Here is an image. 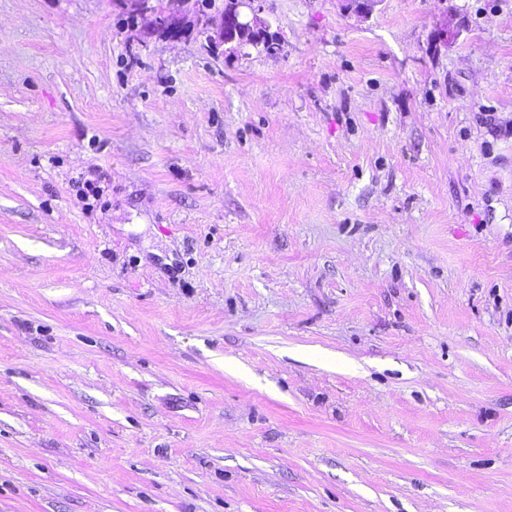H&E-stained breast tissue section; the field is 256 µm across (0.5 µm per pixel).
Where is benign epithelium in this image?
<instances>
[{"instance_id": "obj_1", "label": "benign epithelium", "mask_w": 512, "mask_h": 512, "mask_svg": "<svg viewBox=\"0 0 512 512\" xmlns=\"http://www.w3.org/2000/svg\"><path fill=\"white\" fill-rule=\"evenodd\" d=\"M261 0H227L224 10L216 16L197 19V25L235 51L244 45H261L275 56L281 49L279 39L270 33V24L259 16Z\"/></svg>"}]
</instances>
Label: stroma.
<instances>
[{
  "label": "stroma",
  "mask_w": 512,
  "mask_h": 512,
  "mask_svg": "<svg viewBox=\"0 0 512 512\" xmlns=\"http://www.w3.org/2000/svg\"><path fill=\"white\" fill-rule=\"evenodd\" d=\"M225 3L0 0V512H512V0ZM262 0H228L218 16H202L197 25L205 31L209 41L219 40L235 51L244 45H263L265 52L275 56L281 49L279 39L270 33V24L259 16ZM248 13L250 16H248ZM216 33L212 38L209 33ZM251 34H255L254 41ZM238 35V39H237Z\"/></svg>",
  "instance_id": "stroma-1"
}]
</instances>
